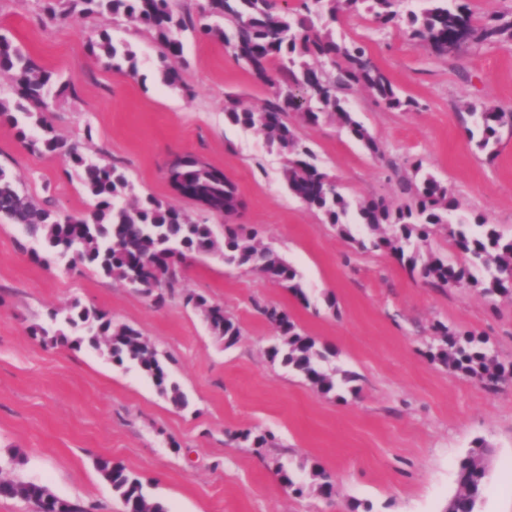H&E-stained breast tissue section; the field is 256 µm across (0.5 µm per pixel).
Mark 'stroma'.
<instances>
[{"label":"stroma","mask_w":512,"mask_h":512,"mask_svg":"<svg viewBox=\"0 0 512 512\" xmlns=\"http://www.w3.org/2000/svg\"><path fill=\"white\" fill-rule=\"evenodd\" d=\"M404 22L377 27L370 13L340 14L336 39H362L373 62L418 108L390 110L371 92H347L349 106L377 140L373 155L338 124L289 122L346 196L400 204L392 164L412 162L442 180L467 222L486 219L512 236V128L495 152L477 148L469 106L512 111V39L466 46L440 57L410 42ZM126 39L137 77L105 68L86 46L101 31ZM0 33L63 80L76 95L52 101L60 138L83 154L122 167L137 196L153 195L191 215L199 205L166 179L169 163L192 155L223 169L242 206L234 223L303 276L308 302L262 275L194 255L178 265L183 288L223 306L241 328L218 343L200 311L181 298L153 297L69 260L31 257L22 228L0 220V477L45 486L86 512H122L96 467L107 459L137 476L167 512H444L458 490L457 462L476 441L490 451L483 512H512V381L497 392L431 359L441 322L480 339L512 364V299L478 290L437 289L413 277L388 252L365 251L338 236L290 195L282 156L263 133L226 122L230 99L258 108L273 89L255 79L223 43L185 36L186 90L166 86L154 63L159 46L143 26L111 16L49 21L37 0H0ZM0 167L50 209L80 216L95 201L65 153L30 151L0 125ZM137 330L167 357L188 399L174 406L139 370L112 364L88 345L43 344L31 328L74 303ZM287 310L300 331L333 349L331 365L356 376L343 396L324 395L271 360L276 331L262 306ZM275 444L247 448L241 431ZM331 475L335 493L295 494L277 466L308 481L312 465Z\"/></svg>","instance_id":"obj_1"}]
</instances>
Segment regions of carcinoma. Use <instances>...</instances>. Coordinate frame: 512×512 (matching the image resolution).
Returning <instances> with one entry per match:
<instances>
[{"instance_id": "carcinoma-1", "label": "carcinoma", "mask_w": 512, "mask_h": 512, "mask_svg": "<svg viewBox=\"0 0 512 512\" xmlns=\"http://www.w3.org/2000/svg\"><path fill=\"white\" fill-rule=\"evenodd\" d=\"M41 13L54 20L60 14H109L125 18L149 31L160 47L156 67L165 84L187 89L183 81L184 34L203 36L233 47L236 58L262 82L275 88L260 108H241L236 103L224 109L228 123L258 129L270 147L285 158L282 174L291 194L308 208L320 213L323 223L331 225L341 237L362 249L373 248L393 254L412 276H419L434 288L470 285L487 298L512 296V237H506L497 225L479 220L470 224L453 218L456 205L445 186L434 175L420 174L422 163L412 164L418 183L401 180L402 193L409 199L401 204L383 196L350 199L336 181L314 162L313 151L303 144L288 122L295 112L301 121L317 125L329 118L338 122L351 138L372 154L379 146L368 129L350 111L345 93L356 87L370 91L386 108L413 107L417 102L403 98L385 73L374 65L365 43L360 39L338 41L327 18L367 5L375 22L386 27L403 14V0H303L298 9H284L278 0H195L192 7L178 11L174 0H38ZM425 7L404 14L407 36L416 44H425L440 57H448L462 48L458 34L467 45L495 43L512 38V19L498 18L488 23L478 18L468 0H423ZM88 52L104 67L132 76L138 72L136 52L124 39L103 31L88 44ZM0 73L10 76L15 99L0 98V124L16 131L31 149L40 153L65 151L77 170L84 191L96 200L87 214L62 217L35 201L26 190L0 167V217L22 227L25 235L43 246V253L32 252L34 260L46 257H72V261L92 266L102 275L127 282L131 272L153 261L142 273L141 291L165 297L180 294L176 265L205 247L224 259L227 266L258 272L264 277L287 284L301 301L308 302L301 273L257 235L239 224H225L223 238H217L209 216L231 217L240 206L237 189L224 171L192 156H178L173 165L182 176L181 184L211 204L203 214L192 216L175 205L152 195L127 201L132 190L126 174L114 164L86 157L76 145L65 146L47 117L49 99L64 93L77 94L73 80L60 82L56 75L23 53L10 38L0 34ZM473 130L479 133L477 146L487 150L497 143L498 129L512 126V112L497 107H469ZM448 238L460 254L452 262L422 249L429 236ZM173 242L179 252L164 256L165 245ZM182 295V294H180ZM187 305L198 309L211 331L227 346L234 345L241 330L224 308L211 304L194 293L182 295ZM276 306H264L261 314L276 329V342L269 348L271 360H279L301 375L314 389L342 397L354 391L356 375L341 369L329 374L323 363L333 352L299 332L287 314L278 315ZM46 326L35 325L31 332L43 342H68L63 326L89 325L93 333L77 339V344L106 347L112 362L137 367L177 407L187 405L180 386L171 378L157 350L127 325H115L95 309L75 303L64 317L53 312ZM440 344L432 358L448 370L477 380L496 391L512 379V369L479 346L472 335L452 332L438 322L433 326ZM488 449L484 442L463 456L457 465V493L448 500L445 512H480L487 486ZM99 470L112 489L133 512H165L152 500L142 482L126 469L108 460L99 462ZM312 486L324 497H331V476L319 465L311 467ZM47 488L0 478V496L19 497L40 512V501Z\"/></svg>"}]
</instances>
